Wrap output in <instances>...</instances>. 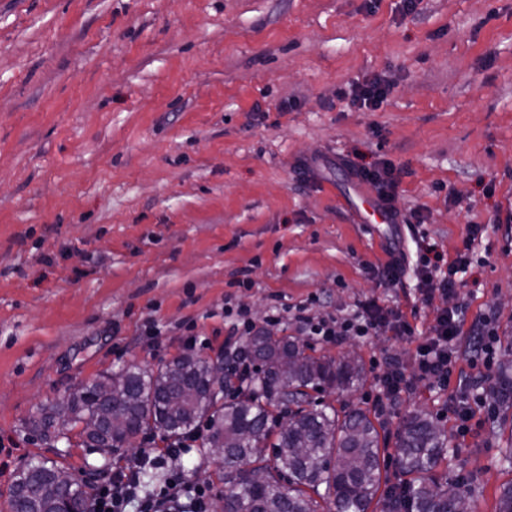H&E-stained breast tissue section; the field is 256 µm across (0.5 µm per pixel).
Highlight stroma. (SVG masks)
<instances>
[{"mask_svg": "<svg viewBox=\"0 0 512 512\" xmlns=\"http://www.w3.org/2000/svg\"><path fill=\"white\" fill-rule=\"evenodd\" d=\"M376 74L393 83L382 108L337 100ZM379 159L404 169L395 205L446 257L486 225L489 260L456 301L495 319L503 349L512 0H0V512L31 459L81 480L102 470L78 437L30 430L41 406L131 364L223 354L225 299L259 324L309 299L339 319L373 302L418 311L426 330L413 274L382 281L400 226L359 214L378 191L348 164ZM306 342L364 369L357 388L323 393L338 408L373 409L389 358L415 367V342L388 332ZM492 373L461 339L455 374L481 395L470 432L422 381L381 432L390 458L405 414L436 415L474 512H495L512 481V409L485 399Z\"/></svg>", "mask_w": 512, "mask_h": 512, "instance_id": "35a3bbf8", "label": "stroma"}]
</instances>
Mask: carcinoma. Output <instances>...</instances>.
Returning <instances> with one entry per match:
<instances>
[{"mask_svg": "<svg viewBox=\"0 0 512 512\" xmlns=\"http://www.w3.org/2000/svg\"><path fill=\"white\" fill-rule=\"evenodd\" d=\"M307 344L263 329L247 338L244 353L258 364L246 385L225 399L212 359L191 352L157 371L124 368L126 383L112 376L63 403L46 405L31 421L40 438L55 440L87 420L85 436L102 459L115 445L149 431L172 446L196 433L213 456L221 449L224 495L220 512H472L468 485L440 472L448 463V432L422 410L402 420L396 444L400 484L381 489V435L370 413L341 411L311 401L310 392L344 391L363 380L359 361L315 357ZM488 397L512 408V347L491 379ZM88 491L66 468L37 458L18 471L8 489V512H85Z\"/></svg>", "mask_w": 512, "mask_h": 512, "instance_id": "obj_1", "label": "carcinoma"}]
</instances>
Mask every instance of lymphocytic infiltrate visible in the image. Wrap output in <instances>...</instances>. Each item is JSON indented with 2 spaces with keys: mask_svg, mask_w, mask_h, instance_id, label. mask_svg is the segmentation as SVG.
Here are the masks:
<instances>
[{
  "mask_svg": "<svg viewBox=\"0 0 512 512\" xmlns=\"http://www.w3.org/2000/svg\"><path fill=\"white\" fill-rule=\"evenodd\" d=\"M351 171L360 181L373 184L381 206L389 212L393 223L404 225L415 244L414 254L399 253L384 268L387 283H396L406 264H413L420 289L425 295L441 298L456 296L462 277L484 259L475 253L473 243L481 236V225H472L454 258H445L437 244L431 243L422 229L421 219L402 215L393 202L399 186L400 171L390 161L352 165ZM296 329L336 343L344 337L373 336L381 331L401 337H418L417 371L419 379L439 390H448L456 366V347L462 335L472 338L474 357L491 362L497 334L487 320L466 322L461 307L441 305L433 310L426 336H417V327L398 309H382L365 305L353 317L338 320L311 315L308 306H297L293 316ZM177 448H142L126 457L122 466L95 476L87 500V512H211V489L192 483L179 465ZM155 467L165 472L164 481L151 492L142 493L139 473Z\"/></svg>",
  "mask_w": 512,
  "mask_h": 512,
  "instance_id": "lymphocytic-infiltrate-1",
  "label": "lymphocytic infiltrate"
}]
</instances>
